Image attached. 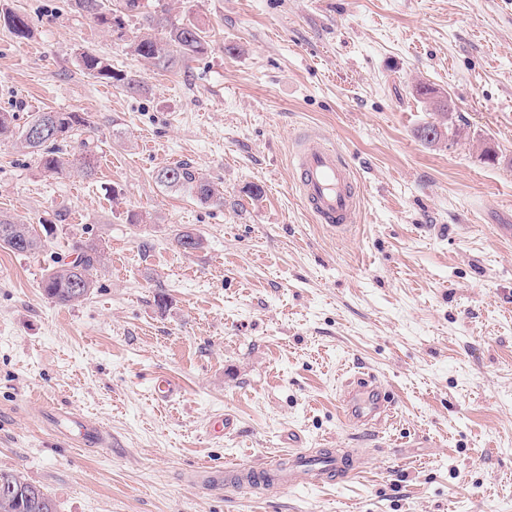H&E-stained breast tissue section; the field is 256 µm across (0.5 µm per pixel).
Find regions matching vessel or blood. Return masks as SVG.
<instances>
[{"label":"vessel or blood","mask_w":512,"mask_h":512,"mask_svg":"<svg viewBox=\"0 0 512 512\" xmlns=\"http://www.w3.org/2000/svg\"><path fill=\"white\" fill-rule=\"evenodd\" d=\"M295 184L299 199L316 223L340 232L348 231L361 208L362 198L353 170L335 147L320 134L310 131L296 140ZM395 403L374 377L357 375L349 379L341 409L346 420L357 428H370L389 417ZM56 433L69 444L97 448L111 446L109 433L96 426L80 424L69 411L55 418ZM360 466L348 452L318 459L296 450L271 457L266 463L244 468L237 465H202L197 473L202 485L220 491L229 485L260 482L277 489H311L332 484L339 477L352 475Z\"/></svg>","instance_id":"vessel-or-blood-1"}]
</instances>
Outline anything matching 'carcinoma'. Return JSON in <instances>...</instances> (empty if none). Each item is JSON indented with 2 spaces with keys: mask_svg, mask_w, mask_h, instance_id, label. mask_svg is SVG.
Wrapping results in <instances>:
<instances>
[{
  "mask_svg": "<svg viewBox=\"0 0 512 512\" xmlns=\"http://www.w3.org/2000/svg\"><path fill=\"white\" fill-rule=\"evenodd\" d=\"M77 9L93 16L111 31L122 34L124 15L140 8L139 0H123V5L109 14L101 11L99 0H75ZM4 24L12 33L27 39L31 29L27 20L15 13L3 14ZM150 32L137 37L132 51L155 68L168 71L179 64L199 57L207 51L205 29L195 22L175 23L167 17L166 10L156 11L147 17ZM83 70L95 79H115L131 92L143 89L142 83L131 75H116L102 57L91 51L81 55ZM13 116L0 113V136H16V144L39 156L42 167L61 174L73 161L65 157L63 146L80 128L89 125L88 119L76 112H36L28 126L19 132L11 128ZM40 124L48 129L46 137L38 142L26 138L28 127ZM157 178L164 186L187 192L201 205L221 201L214 183L193 170L187 163L166 167ZM0 248L18 254H34L41 248V241L29 225L8 217H0ZM77 257L71 262L57 258L43 277L40 288L44 294L60 304L78 303L96 288L95 272L101 264V255L94 247L78 246ZM0 512H57L53 499L42 487L29 482L23 476L0 471Z\"/></svg>",
  "mask_w": 512,
  "mask_h": 512,
  "instance_id": "cac0c4a2",
  "label": "carcinoma"
}]
</instances>
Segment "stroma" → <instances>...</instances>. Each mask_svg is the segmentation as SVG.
<instances>
[{
    "mask_svg": "<svg viewBox=\"0 0 512 512\" xmlns=\"http://www.w3.org/2000/svg\"><path fill=\"white\" fill-rule=\"evenodd\" d=\"M124 37L73 0H0V113L83 112L96 174H53L0 138V215L42 233L0 249V469L57 512H512V0H140ZM166 8L207 52L160 71L130 44ZM138 75L87 76L80 55ZM427 85L431 96L416 92ZM452 102L439 140L417 131ZM320 131L362 193L349 235L297 197L293 141ZM192 165L200 205L158 172ZM262 194L251 198L250 186ZM190 231L201 248L186 252ZM102 255L93 293L40 288L74 244ZM370 374L395 397L381 428L338 398ZM180 392L159 403L152 388ZM102 422L71 448L48 413ZM234 431L211 440V416ZM359 448L361 471L312 491H206L198 465ZM83 70L95 79H116L122 82L123 86L131 92H140L143 89L142 83L131 75H115L112 67L102 57L91 51H84L81 55ZM157 178L165 187L187 192L201 205L221 202V196L214 183L194 171L193 167L187 163L163 168L159 171Z\"/></svg>",
    "mask_w": 512,
    "mask_h": 512,
    "instance_id": "obj_1",
    "label": "stroma"
}]
</instances>
